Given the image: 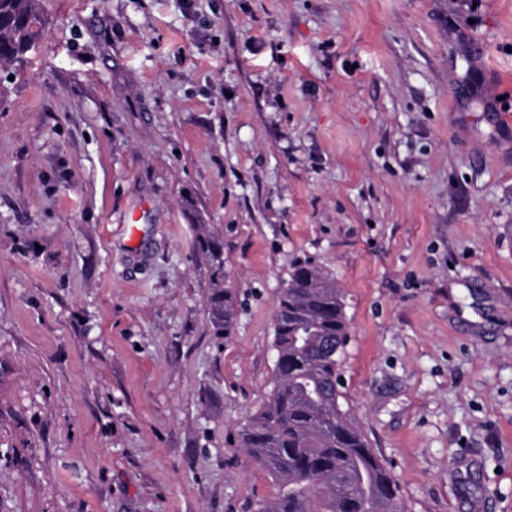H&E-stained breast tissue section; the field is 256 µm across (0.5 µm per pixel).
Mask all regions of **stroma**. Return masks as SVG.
Returning a JSON list of instances; mask_svg holds the SVG:
<instances>
[{
    "label": "stroma",
    "instance_id": "stroma-1",
    "mask_svg": "<svg viewBox=\"0 0 512 512\" xmlns=\"http://www.w3.org/2000/svg\"><path fill=\"white\" fill-rule=\"evenodd\" d=\"M38 4L0 64V512L274 499L237 433L303 260L405 512H512V0ZM197 251L208 259L212 268V287L208 297V317L214 335L230 338L236 327L235 298L224 287V246L204 224L196 238Z\"/></svg>",
    "mask_w": 512,
    "mask_h": 512
}]
</instances>
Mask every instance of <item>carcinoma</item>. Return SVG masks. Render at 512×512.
I'll list each match as a JSON object with an SVG mask.
<instances>
[{"label":"carcinoma","mask_w":512,"mask_h":512,"mask_svg":"<svg viewBox=\"0 0 512 512\" xmlns=\"http://www.w3.org/2000/svg\"><path fill=\"white\" fill-rule=\"evenodd\" d=\"M41 31L37 0H0V64L22 65ZM196 249L212 268L209 322L214 335L227 339L236 308L224 287V246L202 224ZM348 336L335 275L311 261L295 262L274 315L273 388L239 431L242 448L280 485L257 512H404L390 470L339 403Z\"/></svg>","instance_id":"cac0c4a2"}]
</instances>
